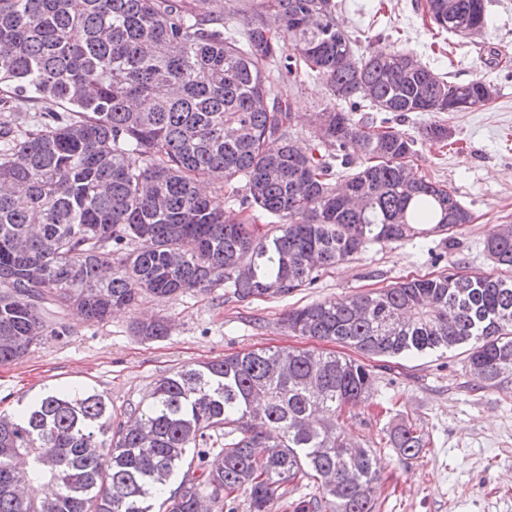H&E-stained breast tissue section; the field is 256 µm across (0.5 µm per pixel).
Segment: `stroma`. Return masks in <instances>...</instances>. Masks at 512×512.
Wrapping results in <instances>:
<instances>
[{
    "instance_id": "35a3bbf8",
    "label": "stroma",
    "mask_w": 512,
    "mask_h": 512,
    "mask_svg": "<svg viewBox=\"0 0 512 512\" xmlns=\"http://www.w3.org/2000/svg\"><path fill=\"white\" fill-rule=\"evenodd\" d=\"M418 0H339L337 22L362 52L410 51L449 80L480 79L497 89L487 106L465 112H416L397 127L417 135L439 121L447 145H416L412 166L451 187L470 210L460 230L389 245L371 244L353 259L322 272L314 285L280 298L228 300L223 289L175 297L147 295L132 310L93 325L68 310L66 332L43 336L16 361L0 365V412L21 399L61 388H89L112 403L113 416L146 401L155 382L182 367L261 348L316 349L350 355V348L289 331L288 311L386 287L404 278L435 276L450 262L490 273L485 244L512 224V0H486L489 25L480 36L436 32ZM300 119L299 140L312 132L326 102L321 81L283 87ZM167 319L166 338L145 341L134 321ZM373 398L347 409L350 437L374 449L381 476L378 512H512V382L482 387L467 364V349L392 358L377 368ZM410 424L426 446L402 459L389 433Z\"/></svg>"
}]
</instances>
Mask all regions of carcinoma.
Wrapping results in <instances>:
<instances>
[{"label": "carcinoma", "instance_id": "1", "mask_svg": "<svg viewBox=\"0 0 512 512\" xmlns=\"http://www.w3.org/2000/svg\"><path fill=\"white\" fill-rule=\"evenodd\" d=\"M212 2L202 16L192 0H0V364L48 333L51 306L99 325L144 294L282 297L372 243L471 223L452 188L408 166L417 139L354 112L361 96L399 118L450 96L476 109L488 84L439 77L410 52H359L336 0ZM454 3L452 21L448 0H425L424 15L454 34L488 25L485 0ZM310 77L328 102L302 149L281 87ZM39 102L64 111L20 129ZM420 134L444 142L448 126ZM200 178L227 186L238 214ZM487 250L512 270V224ZM283 322L370 358L468 344L483 387L512 379V277L454 264ZM133 330L154 340L168 324ZM373 382L352 358L268 348L163 376L120 420L99 392H41L0 413V512H200L239 492L273 512L304 479L319 494L295 512H376L372 450L349 452L343 419ZM390 441L403 459L426 445L411 424Z\"/></svg>", "mask_w": 512, "mask_h": 512}]
</instances>
